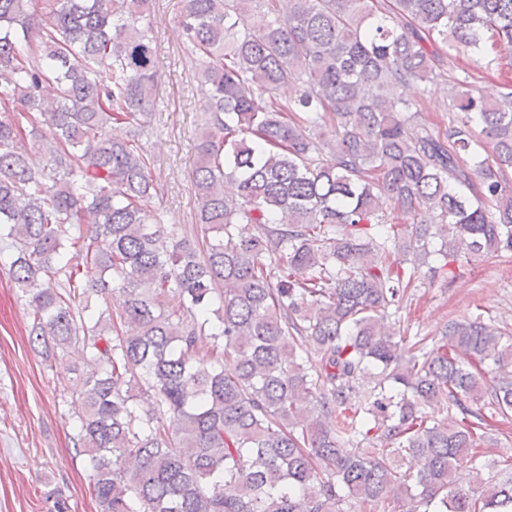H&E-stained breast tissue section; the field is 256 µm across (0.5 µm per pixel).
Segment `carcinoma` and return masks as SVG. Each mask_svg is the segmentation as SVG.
Here are the masks:
<instances>
[{
  "label": "carcinoma",
  "instance_id": "1",
  "mask_svg": "<svg viewBox=\"0 0 512 512\" xmlns=\"http://www.w3.org/2000/svg\"><path fill=\"white\" fill-rule=\"evenodd\" d=\"M183 31L211 91L200 246L145 210L150 0H0V240L31 339L88 367L75 446L98 512H512V463L455 480L484 409L512 416V340L479 315L430 343L385 323L433 241L447 266L512 252V83L491 101L451 80L443 128L403 97L445 76L441 43L512 44V0H187Z\"/></svg>",
  "mask_w": 512,
  "mask_h": 512
}]
</instances>
